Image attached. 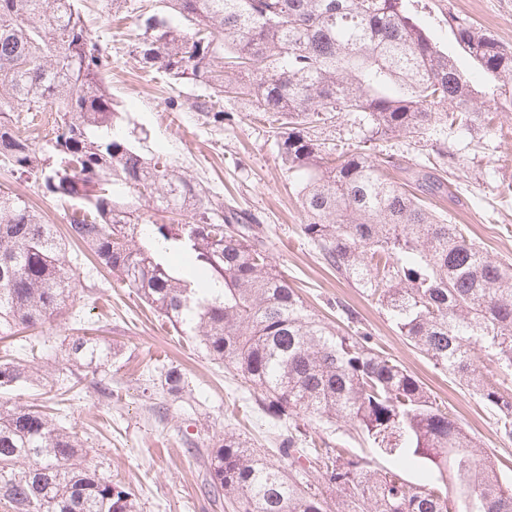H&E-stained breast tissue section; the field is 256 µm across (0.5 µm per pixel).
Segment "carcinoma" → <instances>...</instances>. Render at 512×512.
Here are the masks:
<instances>
[{"label": "carcinoma", "instance_id": "cac0c4a2", "mask_svg": "<svg viewBox=\"0 0 512 512\" xmlns=\"http://www.w3.org/2000/svg\"><path fill=\"white\" fill-rule=\"evenodd\" d=\"M408 0H163L133 13L132 53L176 83L210 90L189 110L218 119L244 101L263 117L293 177L301 233L336 275L355 282L433 365L480 395L512 439V265L493 260L463 224H450L389 178L401 168L376 142L403 134L452 163L448 132L491 134L489 114L512 92V51L457 24L462 49L495 85L477 102L454 59L413 18ZM103 52L75 0H0V158L51 196L80 198L66 242L22 196L0 191V334L33 328L73 297L87 247L210 360L234 370L262 417L288 426L284 466L241 435L211 438L208 494L234 512H512V480L482 455L424 383L380 351L342 308L343 329L319 318L272 264L253 227L173 163L148 158L123 127L101 80ZM56 114L36 146L17 112ZM357 128L336 145L325 127ZM124 191L153 199L168 221L134 214ZM202 269L191 279L167 255ZM68 357L93 373L112 353L69 337ZM489 364H478L479 355ZM0 363V389L29 379ZM165 392L185 393L181 369ZM344 425L373 448L357 454L316 441L307 422ZM59 419L0 404V496L15 512H135L134 488L99 476ZM22 466L15 471L16 466ZM415 471L411 482L407 472Z\"/></svg>", "mask_w": 512, "mask_h": 512}]
</instances>
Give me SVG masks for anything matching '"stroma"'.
<instances>
[{"label":"stroma","instance_id":"35a3bbf8","mask_svg":"<svg viewBox=\"0 0 512 512\" xmlns=\"http://www.w3.org/2000/svg\"><path fill=\"white\" fill-rule=\"evenodd\" d=\"M77 7L86 27L101 41L103 85L122 113L125 129L143 138L146 154L174 163L209 188L225 209L258 227L273 263L311 310L335 322L337 303L354 308L373 343L419 377L478 448L512 477V440L501 436L495 413L408 345L385 311L353 281L328 269L301 234L305 216L292 178L267 126L253 119L249 106L225 103L219 123L169 109L168 101H187L198 95V87L144 72L132 53L134 21L113 17L109 0H78ZM409 8L456 59L475 89L487 92L494 81L458 45L456 25L465 21L486 29L512 49V0H410ZM494 128V135L484 137L449 134L455 153L451 167L440 164L429 148L401 135L380 141L379 148L404 156L411 170L400 173L399 179L413 193L449 223L467 225L491 258L512 264V101L496 112ZM430 175L444 182V192L431 191L426 182ZM0 189L22 195L60 233L76 207L74 201L44 194L34 182L17 180L1 160ZM77 316L119 350L105 367L109 392L99 391L89 374L73 390L62 382L72 371L64 339ZM26 336L25 348L17 352L10 351L9 339L0 338V360L25 364L39 380L0 391V401L62 411L64 427L84 442L97 474L137 487V512H228L223 500L204 491L210 437L232 430L263 449L272 430L261 415L243 418L235 380L197 341L176 335L132 289L106 271L81 274L68 311L27 329ZM167 364L185 374L190 401L172 402L163 392L160 370Z\"/></svg>","mask_w":512,"mask_h":512}]
</instances>
